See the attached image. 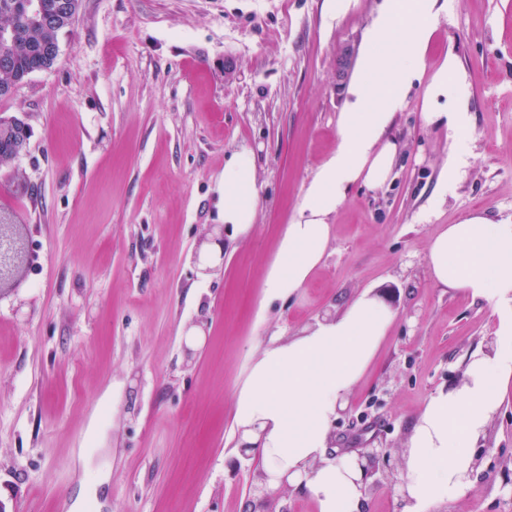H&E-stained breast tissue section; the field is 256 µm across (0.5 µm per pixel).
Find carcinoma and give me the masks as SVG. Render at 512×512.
Returning <instances> with one entry per match:
<instances>
[{"label":"carcinoma","instance_id":"obj_1","mask_svg":"<svg viewBox=\"0 0 512 512\" xmlns=\"http://www.w3.org/2000/svg\"><path fill=\"white\" fill-rule=\"evenodd\" d=\"M25 0H0V28H14V38L0 43V86H16L17 79L43 64L40 47L58 40L59 34L72 27L67 16L50 26L30 25L24 20Z\"/></svg>","mask_w":512,"mask_h":512}]
</instances>
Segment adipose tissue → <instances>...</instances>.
I'll use <instances>...</instances> for the list:
<instances>
[{
    "label": "adipose tissue",
    "mask_w": 512,
    "mask_h": 512,
    "mask_svg": "<svg viewBox=\"0 0 512 512\" xmlns=\"http://www.w3.org/2000/svg\"><path fill=\"white\" fill-rule=\"evenodd\" d=\"M436 0H387L375 18L365 78L338 121L336 150L305 192L288 224L277 260L264 279L267 293L292 294L321 263L328 217L356 183L383 185L398 153L387 132L425 64ZM259 189L255 155L240 147L224 163L223 220L230 234H248ZM435 284L482 299L498 312L494 352L474 354L462 385L426 404L408 436L401 471L402 512H431L471 487L473 448L498 413L512 379V224L474 216L442 228L428 244ZM395 317L379 297L363 294L344 312L288 343L272 345L235 396V422L244 441L261 444L266 485L301 488L318 512H364L359 459L330 460L326 448L341 408L373 360Z\"/></svg>",
    "instance_id": "1"
}]
</instances>
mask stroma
<instances>
[{"mask_svg": "<svg viewBox=\"0 0 512 512\" xmlns=\"http://www.w3.org/2000/svg\"><path fill=\"white\" fill-rule=\"evenodd\" d=\"M383 0H80L53 68L0 99L30 138L0 163V214L22 225L33 270L0 296V502L7 512H247L260 452L243 457L234 397L264 349L303 336L363 293L395 321L333 424L330 448L388 451L365 512H401L410 427L429 398L493 352L499 315L434 284L427 244L471 216L512 223V0H437L426 66L397 112L384 186L355 185L330 216L302 288L267 270L304 192L336 148ZM353 57L345 79L337 61ZM455 56L471 116L465 162L440 203L453 137L426 93ZM253 149L252 230L224 266L196 252L220 179ZM470 490L437 512H512V382L475 445Z\"/></svg>", "mask_w": 512, "mask_h": 512, "instance_id": "1", "label": "stroma"}]
</instances>
